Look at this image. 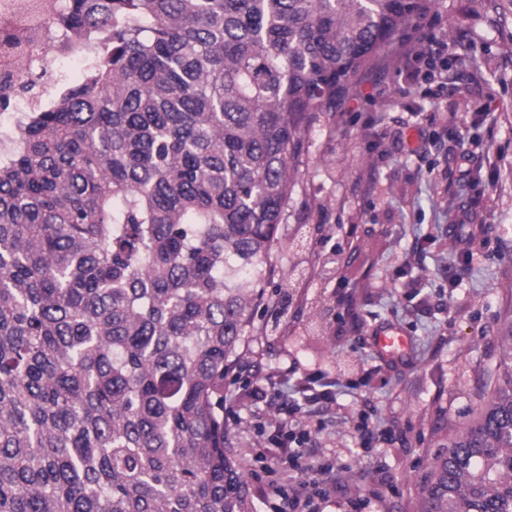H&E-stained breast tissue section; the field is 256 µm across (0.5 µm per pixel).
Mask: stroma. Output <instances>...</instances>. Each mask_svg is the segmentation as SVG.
I'll use <instances>...</instances> for the list:
<instances>
[{
	"mask_svg": "<svg viewBox=\"0 0 512 512\" xmlns=\"http://www.w3.org/2000/svg\"><path fill=\"white\" fill-rule=\"evenodd\" d=\"M486 4L440 0L420 23L447 44L448 73L410 81L381 63L347 97L346 122L307 134L268 288L298 278L288 326L257 313L241 362L249 379L224 386L228 451L256 512H274L280 488L307 497L312 471L319 512H417L441 444L497 380V331L512 306V23ZM361 112L375 124L356 122ZM462 218L484 227L465 261L450 231ZM349 294L356 326L339 303ZM389 329L414 341L391 368L375 350ZM321 374L337 382L334 400L281 409L297 381ZM272 379L275 399L262 394ZM288 418L308 432L296 466L271 448Z\"/></svg>",
	"mask_w": 512,
	"mask_h": 512,
	"instance_id": "stroma-1",
	"label": "stroma"
}]
</instances>
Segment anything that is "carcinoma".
Segmentation results:
<instances>
[{
    "instance_id": "1",
    "label": "carcinoma",
    "mask_w": 512,
    "mask_h": 512,
    "mask_svg": "<svg viewBox=\"0 0 512 512\" xmlns=\"http://www.w3.org/2000/svg\"><path fill=\"white\" fill-rule=\"evenodd\" d=\"M438 0H19L0 109L84 79L0 157V512H252L227 455L307 133ZM498 381L419 512H512V308ZM91 51L92 48L87 46L77 53L70 52L66 55L61 56V58L65 60L76 59L74 61H64L62 63V67L66 71L68 77L66 82H70V84H73L81 81L87 63L77 60L85 58L89 55V53H91Z\"/></svg>"
}]
</instances>
